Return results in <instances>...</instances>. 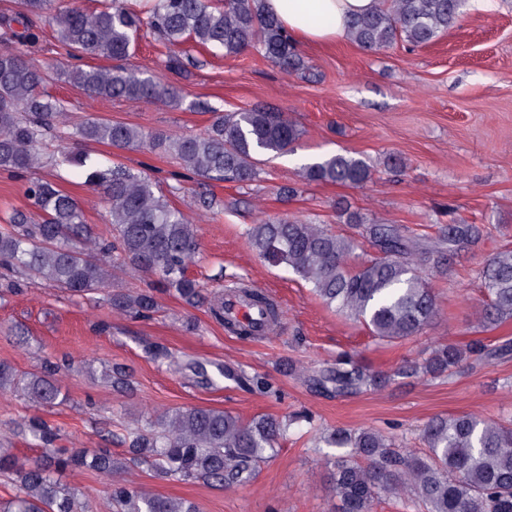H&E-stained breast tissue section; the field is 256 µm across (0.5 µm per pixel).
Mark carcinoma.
I'll use <instances>...</instances> for the list:
<instances>
[{"label":"carcinoma","mask_w":512,"mask_h":512,"mask_svg":"<svg viewBox=\"0 0 512 512\" xmlns=\"http://www.w3.org/2000/svg\"><path fill=\"white\" fill-rule=\"evenodd\" d=\"M25 4L27 15L0 18V170L22 173L42 164L44 136L65 117L64 104L41 91L53 72L92 96L180 103L177 87L125 65L134 52V35L144 26L168 46L166 68L171 72L182 73L192 63L185 47L188 41L222 49L229 56L254 49L287 72L308 69L293 38L278 19L260 8L259 0H157L146 17L117 0L93 12L61 0H25ZM465 6L466 0H383L382 7L352 21L349 39L368 52L381 51L399 39L412 46L428 45L458 22ZM43 21L54 28L68 56L77 60L102 56L115 65L65 68L31 58L22 47L39 40ZM301 135L284 113L265 106L217 112L199 134H149L95 117L71 133L76 140L119 150L171 153L199 180L237 183L259 175L257 155L287 153ZM51 162L83 169L84 186L101 194L115 236L96 237L81 201L55 183L31 181L27 196L36 214L18 212L10 223L0 225V269L4 270L0 297L39 282L77 298L105 290L113 310L143 318L156 312L159 295L167 292L190 307L205 300L200 283L187 274L198 253L197 226L155 193L149 176L121 164L103 169L90 164L89 156L66 147L52 155ZM372 175L366 161L346 154L300 168L306 184L359 186ZM338 209L357 236L336 234L296 218L267 216L247 228L249 244L258 255L285 265L310 284L326 305L364 322L373 336L387 342L418 335L436 316L424 269L448 275L450 258L486 233L483 224L453 223L439 225L430 237L407 226L369 220L345 203ZM358 237L376 256L351 269L348 258ZM117 268L153 275L156 280L135 294L112 293L107 287ZM480 278L489 296L481 325L492 329L512 319V248L493 254ZM238 296L263 307L268 332L275 330L281 311L267 295L246 289ZM209 311L237 334L255 335L252 324L224 318V296L209 300ZM471 354L479 359L493 356L482 345L441 344L421 361H405L396 374L442 378L459 369ZM69 368L66 358L47 359L37 370L24 373L0 363V393H19L37 408L57 407L67 401L57 376ZM225 375L261 394L277 393L269 379L242 369H228ZM105 377L118 389L130 387V375L121 366L105 370ZM308 381L320 392L345 396L382 390L391 376L345 355ZM9 426L14 435L31 438L43 452L32 462L22 461L13 449L0 444V473L13 475L16 483L14 495L0 502V512H91L90 501L55 478L69 469L109 477L114 512H197L195 503L146 493L123 474L146 463L163 477L202 481L221 489L240 487L278 454L290 423L275 416L244 421L202 406L171 408L116 435L125 447L120 457L108 448L56 447L57 428L38 415L14 419ZM421 437L428 448L424 456L371 428L320 433L317 442L329 449L326 464L339 512H371L381 497H394L420 512H512L511 423L473 414L436 416L423 426Z\"/></svg>","instance_id":"cac0c4a2"}]
</instances>
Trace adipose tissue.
<instances>
[{"mask_svg": "<svg viewBox=\"0 0 512 512\" xmlns=\"http://www.w3.org/2000/svg\"><path fill=\"white\" fill-rule=\"evenodd\" d=\"M380 0H263L267 13L278 18L298 40L332 44L346 40L348 24L371 12Z\"/></svg>", "mask_w": 512, "mask_h": 512, "instance_id": "obj_1", "label": "adipose tissue"}]
</instances>
